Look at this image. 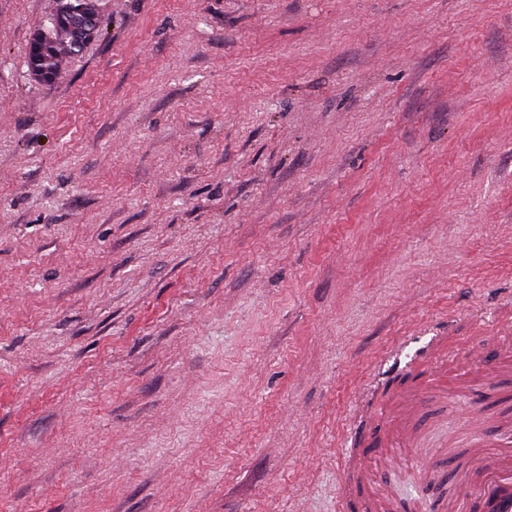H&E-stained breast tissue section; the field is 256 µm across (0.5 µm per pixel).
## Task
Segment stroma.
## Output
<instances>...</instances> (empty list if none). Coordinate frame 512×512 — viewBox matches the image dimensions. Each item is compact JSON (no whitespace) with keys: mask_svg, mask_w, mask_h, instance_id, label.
Segmentation results:
<instances>
[{"mask_svg":"<svg viewBox=\"0 0 512 512\" xmlns=\"http://www.w3.org/2000/svg\"><path fill=\"white\" fill-rule=\"evenodd\" d=\"M0 0V512H336L344 433L512 305V0ZM423 409L453 445L467 415ZM107 0H55L53 10L41 20L28 49V71L39 72L52 82L61 72L65 57L80 52L101 30ZM92 22L97 24L91 31Z\"/></svg>","mask_w":512,"mask_h":512,"instance_id":"stroma-1","label":"stroma"}]
</instances>
